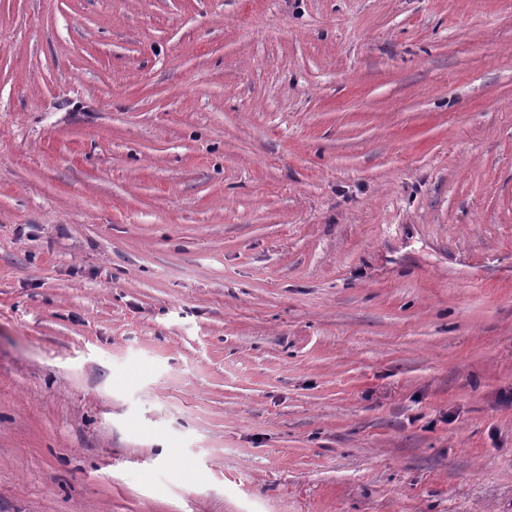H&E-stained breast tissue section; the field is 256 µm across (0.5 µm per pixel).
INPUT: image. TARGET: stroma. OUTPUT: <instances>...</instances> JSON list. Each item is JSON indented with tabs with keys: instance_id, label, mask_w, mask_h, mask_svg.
<instances>
[{
	"instance_id": "35a3bbf8",
	"label": "stroma",
	"mask_w": 512,
	"mask_h": 512,
	"mask_svg": "<svg viewBox=\"0 0 512 512\" xmlns=\"http://www.w3.org/2000/svg\"><path fill=\"white\" fill-rule=\"evenodd\" d=\"M0 512H512V0H0Z\"/></svg>"
}]
</instances>
